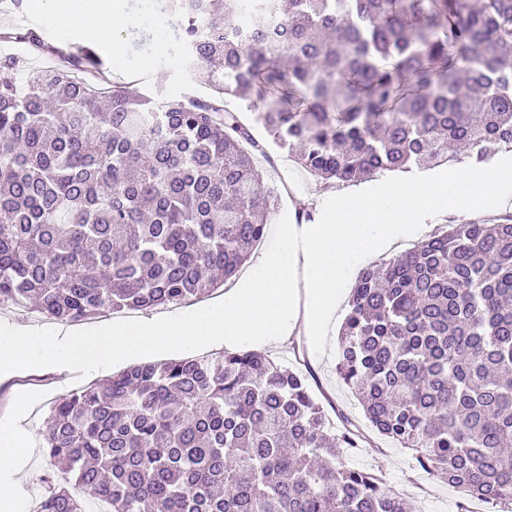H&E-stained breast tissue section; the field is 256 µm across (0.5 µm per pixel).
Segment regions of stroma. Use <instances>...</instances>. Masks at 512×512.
<instances>
[{
	"label": "stroma",
	"mask_w": 512,
	"mask_h": 512,
	"mask_svg": "<svg viewBox=\"0 0 512 512\" xmlns=\"http://www.w3.org/2000/svg\"><path fill=\"white\" fill-rule=\"evenodd\" d=\"M80 0H58L57 18L45 19L40 30L49 43L87 41L79 14ZM115 11L136 19L134 26L121 36L122 49L114 51L108 40L93 41L113 82H122L124 74H133L131 83L141 95L180 99L186 96H207L204 82L195 80L181 55L182 46L174 38L168 17L160 0H115ZM255 138L269 145L274 167L269 170L268 183L276 193H289L286 204L271 211L268 222L276 224L281 216L297 220L300 207H308L312 220L321 217L327 198L348 193V186L335 182L317 183L286 155L272 147V139L261 124H254ZM268 354L287 361L307 374L315 393L329 410L346 414L354 430L365 438L362 448L343 453L344 463L351 468L380 472L382 477L404 497L411 512H459L463 499L461 490L430 479L419 467L412 451L384 439L371 426L351 391L338 379L337 342H329L324 354H315L308 339H290L271 345ZM72 380L53 373L17 370L0 374V423H14L24 440L25 471L20 478L14 512H32L36 499L29 496L33 479L43 476L51 465L41 448V424L51 403L73 389Z\"/></svg>",
	"instance_id": "1"
}]
</instances>
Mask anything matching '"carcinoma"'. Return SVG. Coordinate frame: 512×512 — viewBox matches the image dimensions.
Here are the masks:
<instances>
[{"mask_svg": "<svg viewBox=\"0 0 512 512\" xmlns=\"http://www.w3.org/2000/svg\"><path fill=\"white\" fill-rule=\"evenodd\" d=\"M209 97L113 85L88 44L0 38V306L64 323L200 299L265 239L273 164L361 182L512 151V0H170ZM336 374L421 470L512 512V217L448 224L359 272ZM308 377L254 351L141 362L59 396L35 512H407ZM1 56H18L25 62L23 69L51 65L46 61L45 57L35 55L34 52L29 50L24 44L0 41V57Z\"/></svg>", "mask_w": 512, "mask_h": 512, "instance_id": "cac0c4a2", "label": "carcinoma"}]
</instances>
